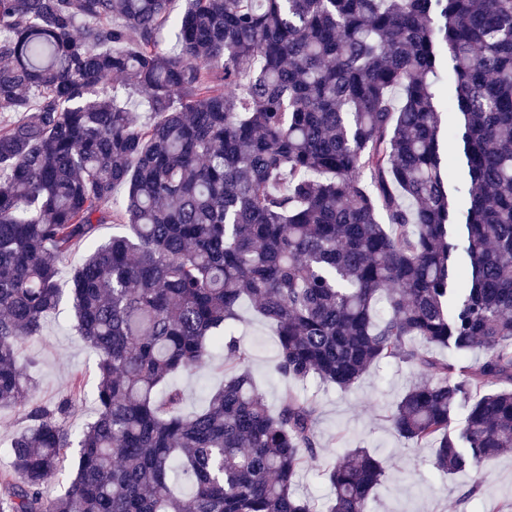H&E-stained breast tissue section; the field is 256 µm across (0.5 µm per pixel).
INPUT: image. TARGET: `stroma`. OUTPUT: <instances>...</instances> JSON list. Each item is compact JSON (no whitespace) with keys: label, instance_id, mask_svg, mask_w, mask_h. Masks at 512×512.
<instances>
[{"label":"stroma","instance_id":"35a3bbf8","mask_svg":"<svg viewBox=\"0 0 512 512\" xmlns=\"http://www.w3.org/2000/svg\"><path fill=\"white\" fill-rule=\"evenodd\" d=\"M88 251L83 245L63 259L59 305L48 316L41 336L24 340L20 346L21 365L37 382L36 402H55L71 377L81 376V397L68 419L75 429L94 411L98 377L97 355L77 334L71 302L72 271ZM235 336L251 355L253 380L269 407H276L281 395L294 388L318 402L316 432L321 450L297 479L302 497L324 500L329 494L326 468L338 454L361 447L374 453L387 472L374 492V512H499L503 500L512 498V451L486 460L479 470L442 475L432 466L433 449L414 447L391 428L386 416L417 381L414 369L403 364L371 368L348 392L315 381L298 387L274 372L275 331L250 306H243ZM223 361V352H214L208 369L174 378V386L184 396L185 412L200 409L206 393L221 385Z\"/></svg>","mask_w":512,"mask_h":512}]
</instances>
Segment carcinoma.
Instances as JSON below:
<instances>
[{"instance_id":"obj_1","label":"carcinoma","mask_w":512,"mask_h":512,"mask_svg":"<svg viewBox=\"0 0 512 512\" xmlns=\"http://www.w3.org/2000/svg\"><path fill=\"white\" fill-rule=\"evenodd\" d=\"M172 2L0 0V112L21 116L0 128V407L28 422L0 512H371L364 448L325 471L326 507L296 494L316 407L266 405L232 334L246 301L286 379L415 367L387 421L439 473L512 449V0ZM112 223L130 233L71 278L98 355L74 433L80 381L35 402L19 347ZM217 345L224 383L186 414L167 386Z\"/></svg>"}]
</instances>
